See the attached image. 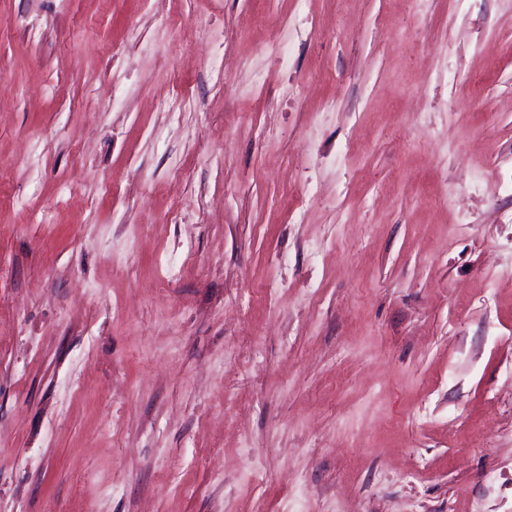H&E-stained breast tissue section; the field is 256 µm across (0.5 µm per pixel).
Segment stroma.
Wrapping results in <instances>:
<instances>
[{
    "mask_svg": "<svg viewBox=\"0 0 512 512\" xmlns=\"http://www.w3.org/2000/svg\"><path fill=\"white\" fill-rule=\"evenodd\" d=\"M0 512H512V0H0Z\"/></svg>",
    "mask_w": 512,
    "mask_h": 512,
    "instance_id": "obj_1",
    "label": "stroma"
}]
</instances>
